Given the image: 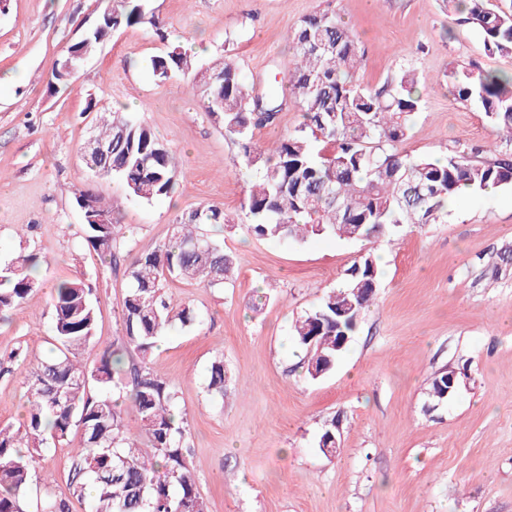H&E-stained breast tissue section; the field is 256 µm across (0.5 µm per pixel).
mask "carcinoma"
Here are the masks:
<instances>
[{"mask_svg": "<svg viewBox=\"0 0 512 512\" xmlns=\"http://www.w3.org/2000/svg\"><path fill=\"white\" fill-rule=\"evenodd\" d=\"M456 21L480 30L491 54L512 58V10L495 0H443ZM132 25L164 38L163 22L146 11L143 0H112L82 38L71 45L80 55L93 53L113 32ZM363 61L359 40L334 12L303 18L292 35V56L282 63L283 81L258 97L231 59L211 67V78L193 86L206 112L238 140L246 169L255 173L241 204L247 230L272 241L300 242L318 236L368 240L394 232L400 224H436L448 197L461 187L470 192L488 186H512V155L477 163L452 153L431 160L400 152L411 120L423 107L419 80L402 68L378 90L366 91L354 79ZM154 76L167 79L191 69L190 54L180 45L151 59ZM455 96L475 104L507 133L512 142V73L450 72ZM219 105L212 106V101ZM290 101L303 121L272 145L253 143V129L272 123L275 102ZM94 138L112 143L103 167L80 148L95 177H117L128 195L151 203L172 195L178 170L172 152L132 115L114 112ZM104 224H84V239L102 258L115 259L125 248L124 226L115 208L98 193L85 191ZM207 224H230L224 210L203 206L176 218L168 242L135 254L126 268L131 282L121 308V348L103 347L99 365L89 368L78 356L95 343L97 310L84 281L60 280L53 295L57 356L26 371L27 415L21 429L0 427V512H29L32 452L43 435L63 440L81 431V445L70 464L73 494L89 501L90 512H207L196 470L184 446L187 434L179 418L175 386L148 367L157 340L179 324L200 321L189 305L166 292L170 279L221 287L233 274L232 256L202 231ZM35 253L21 254L0 269V314L21 305L34 290L30 271ZM382 271L364 254L348 270L342 289L328 293L296 321L294 341L307 351L308 377H324L345 351L339 337H351L372 299ZM224 361H214L208 389L224 395ZM125 398L138 432L126 421ZM36 512H70L66 501L46 496Z\"/></svg>", "mask_w": 512, "mask_h": 512, "instance_id": "carcinoma-1", "label": "carcinoma"}]
</instances>
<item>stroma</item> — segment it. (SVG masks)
<instances>
[{
	"mask_svg": "<svg viewBox=\"0 0 512 512\" xmlns=\"http://www.w3.org/2000/svg\"><path fill=\"white\" fill-rule=\"evenodd\" d=\"M107 3L0 0V264L29 252L42 260L33 292L0 319V362L10 365L0 374L2 427L23 424L21 373L51 354L57 281L78 278L92 290L100 343L83 350L84 364L97 365L100 344L123 333L129 258L112 264L86 244L80 192L117 200L137 253L167 242L175 218L197 207L240 217L241 150L192 95L195 70L231 58L262 87L290 58L298 22L330 8L360 41L358 84L377 90L403 65L420 79L423 107L399 151L462 152L476 162L512 154L484 112L456 100L448 78L461 66L512 72V59L488 55L482 33L458 25L442 0H145L165 40L140 25L121 28L50 91L55 65ZM178 44L194 71L153 76L151 58ZM118 108L175 154L171 197L134 201L122 181L96 178L80 161L79 147ZM205 232L233 255L235 277L223 288L169 282L202 323L171 331L148 365L176 386L208 512H512V263L499 258L512 249V186L451 199L441 223L403 224L368 241H270L220 225ZM368 252L384 261L373 300L335 369L310 379L291 325ZM218 357L222 398L208 390ZM448 369L459 387L433 404L429 385ZM331 420L341 452L330 457L318 439ZM80 442L77 430L44 441L32 497L48 492L70 512H87L68 481Z\"/></svg>",
	"mask_w": 512,
	"mask_h": 512,
	"instance_id": "obj_1",
	"label": "stroma"
}]
</instances>
